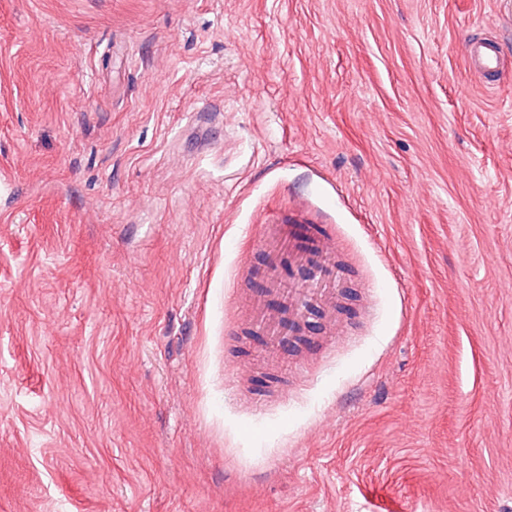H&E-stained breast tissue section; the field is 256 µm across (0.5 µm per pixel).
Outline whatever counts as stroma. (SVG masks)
Masks as SVG:
<instances>
[{"label": "stroma", "mask_w": 512, "mask_h": 512, "mask_svg": "<svg viewBox=\"0 0 512 512\" xmlns=\"http://www.w3.org/2000/svg\"><path fill=\"white\" fill-rule=\"evenodd\" d=\"M301 221L343 333L254 409ZM0 512H512V0H0ZM470 56L479 76L488 80V77L498 65V57L491 41L473 43L470 48ZM257 241L264 262L240 270L242 284L233 302L243 310L246 330L261 337L272 365L278 366L288 352L314 348L317 341L308 336L313 322L322 324L325 336L342 332L339 315L346 307L342 288L348 272L324 224H261ZM251 277L262 288L246 290Z\"/></svg>", "instance_id": "1"}]
</instances>
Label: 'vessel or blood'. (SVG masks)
Instances as JSON below:
<instances>
[{"label": "vessel or blood", "mask_w": 512, "mask_h": 512, "mask_svg": "<svg viewBox=\"0 0 512 512\" xmlns=\"http://www.w3.org/2000/svg\"><path fill=\"white\" fill-rule=\"evenodd\" d=\"M470 56L484 79L498 65L488 40L473 43ZM257 241L264 261L254 268H242L240 278L258 279L261 286L237 289L233 302L243 311L246 330L261 337L276 366L290 352L313 348L312 323H321L326 335L341 333L347 270L338 257L335 237L322 224H262Z\"/></svg>", "instance_id": "vessel-or-blood-1"}]
</instances>
